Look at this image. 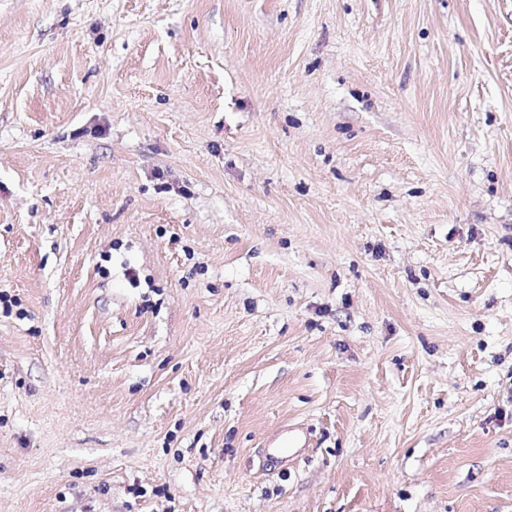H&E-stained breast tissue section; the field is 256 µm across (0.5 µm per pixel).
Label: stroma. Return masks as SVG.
Wrapping results in <instances>:
<instances>
[{
	"label": "stroma",
	"instance_id": "obj_1",
	"mask_svg": "<svg viewBox=\"0 0 512 512\" xmlns=\"http://www.w3.org/2000/svg\"><path fill=\"white\" fill-rule=\"evenodd\" d=\"M0 512H512V0H0Z\"/></svg>",
	"mask_w": 512,
	"mask_h": 512
}]
</instances>
